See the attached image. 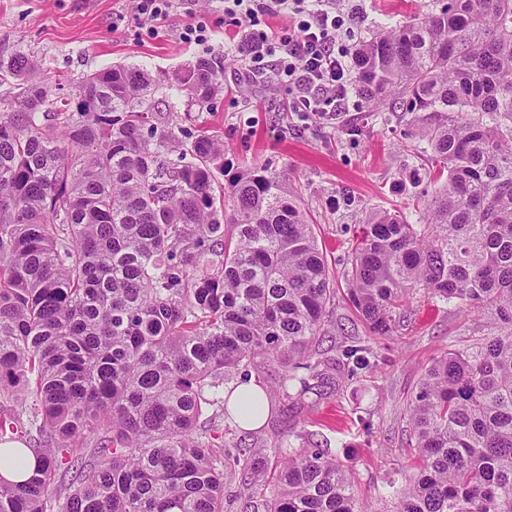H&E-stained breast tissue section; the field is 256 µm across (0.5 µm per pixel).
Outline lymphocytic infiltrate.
Segmentation results:
<instances>
[{
	"mask_svg": "<svg viewBox=\"0 0 512 512\" xmlns=\"http://www.w3.org/2000/svg\"><path fill=\"white\" fill-rule=\"evenodd\" d=\"M225 12L239 25L251 28L268 16L285 14L296 19L301 38L291 36L242 37L239 53L247 72L271 71L287 83L300 112L331 117L353 88L345 54L336 53L339 35L352 31L350 12L336 0H225Z\"/></svg>",
	"mask_w": 512,
	"mask_h": 512,
	"instance_id": "obj_1",
	"label": "lymphocytic infiltrate"
}]
</instances>
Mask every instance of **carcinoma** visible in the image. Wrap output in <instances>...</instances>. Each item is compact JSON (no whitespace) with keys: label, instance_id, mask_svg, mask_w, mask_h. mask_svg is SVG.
<instances>
[{"label":"carcinoma","instance_id":"1","mask_svg":"<svg viewBox=\"0 0 512 512\" xmlns=\"http://www.w3.org/2000/svg\"><path fill=\"white\" fill-rule=\"evenodd\" d=\"M437 2L353 48L365 103L420 113L447 177L417 224L369 215L348 300L379 336L420 291L491 321L425 371L393 512H512V0ZM223 76L200 56L172 90L202 111ZM155 84L106 67L73 111L33 53L0 56V457L35 461L0 479V512H224L226 475L248 486L275 460L250 512H360L328 451L233 453L200 421L204 404L232 418L224 381L244 367L312 391L336 288L288 174L255 166L216 195L224 140L179 137Z\"/></svg>","mask_w":512,"mask_h":512}]
</instances>
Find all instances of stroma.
<instances>
[{
    "instance_id": "obj_1",
    "label": "stroma",
    "mask_w": 512,
    "mask_h": 512,
    "mask_svg": "<svg viewBox=\"0 0 512 512\" xmlns=\"http://www.w3.org/2000/svg\"><path fill=\"white\" fill-rule=\"evenodd\" d=\"M356 10V39L434 8V0H350ZM211 30L209 45L181 42V30L197 20ZM241 29L224 12L222 0H197L151 35L136 15L133 0H0V53L24 47L42 57L50 84L72 89L83 74L117 64L144 66L162 85L155 94L161 111H175L185 133L205 130L224 140L220 186L254 165L287 172L314 218L315 234L336 288L327 314L336 345L326 351V377L318 393L289 396L272 376L249 370L266 392L265 424L247 434L233 429L243 446L267 445L290 437L294 444L327 449L354 477L362 512H392L393 487L413 466L408 453L407 410L425 370L445 350L462 348L489 332L477 315L411 296L405 318L389 336L372 335L346 299L343 278L359 225L372 212L398 213L417 223L419 207L435 184L414 114L367 108L352 96L333 123L300 119L293 98L271 77H242L235 49ZM224 64V87L207 110L188 107L171 85L197 57ZM365 341L372 364L348 371L341 347Z\"/></svg>"
}]
</instances>
